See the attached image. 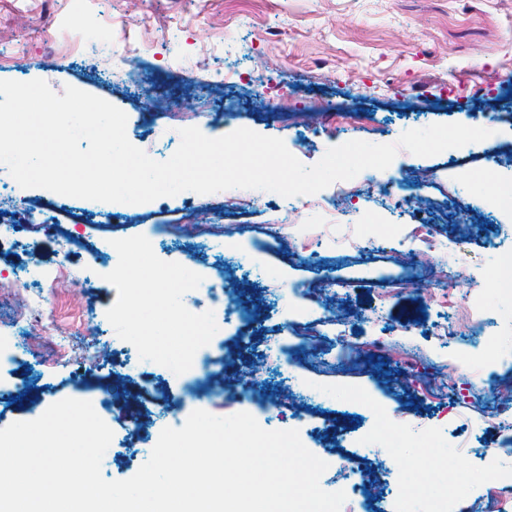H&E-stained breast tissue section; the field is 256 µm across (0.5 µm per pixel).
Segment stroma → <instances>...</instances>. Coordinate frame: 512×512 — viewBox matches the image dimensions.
Listing matches in <instances>:
<instances>
[{"mask_svg": "<svg viewBox=\"0 0 512 512\" xmlns=\"http://www.w3.org/2000/svg\"><path fill=\"white\" fill-rule=\"evenodd\" d=\"M142 69L127 85L112 61ZM46 81L97 96L127 116L134 146L169 159L189 125L218 138L247 128L277 137L304 165L350 140L396 142L410 129L461 123L489 138L421 157L399 150L382 170L403 198L365 174L345 181L353 225L255 189L184 191L132 206L78 198L88 223L32 228L0 254V336L26 330L24 359L0 363V428L32 421L62 399L91 402L112 429L101 472L132 477L163 428L198 407L251 414L267 430H298L327 464L328 492L343 490V458L364 477L345 512H512V290L493 273L512 254V0H0V80ZM428 227L432 246L415 242ZM161 241L155 268L189 267L229 282L223 356L198 388L157 368H132L136 308L163 320L121 273L127 245ZM416 245L421 275L399 274ZM111 249L96 290L85 266ZM65 264L59 315L80 300L111 316L87 349L88 329L57 360L53 336L30 311L17 268ZM480 340L468 333L472 320ZM286 345L272 351L270 339ZM456 459L447 487L412 492L442 456Z\"/></svg>", "mask_w": 512, "mask_h": 512, "instance_id": "35a3bbf8", "label": "stroma"}]
</instances>
